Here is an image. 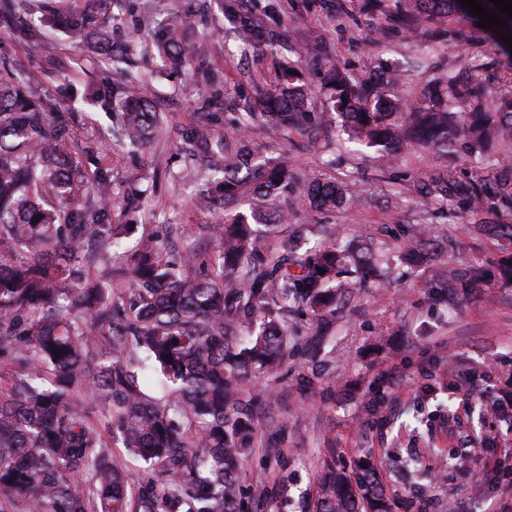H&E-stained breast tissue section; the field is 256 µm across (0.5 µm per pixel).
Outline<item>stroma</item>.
<instances>
[{"label":"stroma","mask_w":512,"mask_h":512,"mask_svg":"<svg viewBox=\"0 0 512 512\" xmlns=\"http://www.w3.org/2000/svg\"><path fill=\"white\" fill-rule=\"evenodd\" d=\"M45 2L92 22L55 42L44 57L15 40L14 29L28 17L0 0V58L30 77L35 94L55 97L61 111L70 113L73 134L92 149L91 166L111 179L113 223L135 225L136 237L158 236L209 263L214 243L206 227L216 216L191 202L203 162L186 148L182 133L202 123L223 129L226 115L203 108L214 90L210 86L160 74L159 56L143 30L145 19L164 20L168 9L186 10L195 0ZM280 5L276 27L287 44L303 49L302 66L328 58L359 77L373 69L395 70L396 95L416 105L440 76L471 57L488 65L486 94H512V58L492 40L429 48L384 17L361 13L359 0H280ZM107 37L127 47L121 69L102 62ZM192 65L217 77V90L232 98L245 90V72L266 67L255 53L240 52L220 29L207 37L204 55ZM118 83L139 85L163 115L158 131L136 149L118 138L111 111L91 99L92 89ZM313 106L327 125L317 146H304L296 136L282 139L258 125L248 135L283 154L305 179L349 176L359 201L335 211L293 201L289 225L279 226L263 245L285 243L308 258L329 243L343 250L351 240L371 238L386 277L376 287L355 289L337 306L315 354L306 347L317 331L311 313L277 306L289 327L288 357L243 384L255 400L250 449L240 471L245 512H311L327 468L347 470L366 455L377 460L395 512H492L498 500L512 499V422L475 412L459 425L448 414L512 390V283L495 281L485 293L451 291L431 270L401 264L395 248L419 225L456 241L454 259L435 261L443 269L461 271L486 261L488 242L470 218L433 209L421 198L423 180L442 163L436 152L408 149L393 164H382L373 149L348 143L335 114L325 112L322 95H314ZM428 426L444 443L469 438L466 469L424 452L419 434ZM486 434L498 436V447H483ZM395 448L420 449L425 477L398 476L386 459ZM485 462L490 473L474 478L473 470Z\"/></svg>","instance_id":"1"}]
</instances>
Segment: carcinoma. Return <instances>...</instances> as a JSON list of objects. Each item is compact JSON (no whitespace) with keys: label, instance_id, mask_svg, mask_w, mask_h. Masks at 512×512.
<instances>
[{"label":"carcinoma","instance_id":"1","mask_svg":"<svg viewBox=\"0 0 512 512\" xmlns=\"http://www.w3.org/2000/svg\"><path fill=\"white\" fill-rule=\"evenodd\" d=\"M239 49L276 45L268 21L272 0H221ZM398 18L407 31L429 24L434 42H468L453 25L466 11L457 0H409ZM44 26L74 35L84 25L72 13L53 12ZM208 34L205 14L174 12L153 28V46L168 70L193 58L190 34ZM465 77L440 79L419 107L394 112L385 87L325 66L320 82L327 107L349 140L389 158L407 144L443 154L484 158L482 174L435 169L421 192L435 206L478 216L477 229L496 249L512 251V167L496 154L512 152V96L493 105L473 95ZM251 93L236 103V125L219 133L205 125L183 134L203 155L205 188L192 203L211 208L246 199L247 212H224L213 227L218 262L201 269L191 258L168 259L152 237L140 239L129 260L112 272V248L132 228L109 222L110 180L82 160L87 147L70 129V113L32 94L30 81L0 68V512H241L240 459L249 448L254 413L242 381L281 364L288 330L267 312L262 330L244 343L240 327L271 298L324 319L336 296L355 287L336 274L374 263L368 246L344 253L325 247L302 262L289 247L263 254L260 238L288 221L282 199H304L320 211L355 203L348 180H314L305 186L288 160L250 143L251 122H272L314 143L321 117L311 110V85L298 61L281 55L269 75L250 80ZM104 103L120 109L118 136L136 148L150 140L162 118L134 86H117ZM40 220H34L35 216ZM437 238L418 228L401 247L410 261L429 259ZM325 273H318V269ZM448 287L483 291L487 266L450 274ZM145 354L163 392L153 401L140 392L123 352ZM94 397L105 421L83 410ZM143 461L152 478L129 486L112 462V443ZM94 476L85 489L78 479ZM372 457L350 474L329 469L319 512H392Z\"/></svg>","mask_w":512,"mask_h":512}]
</instances>
